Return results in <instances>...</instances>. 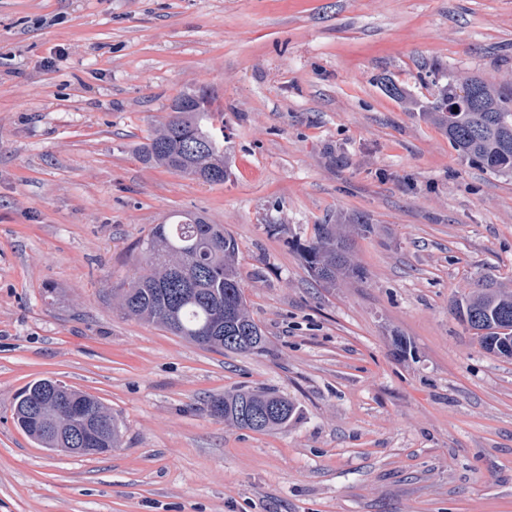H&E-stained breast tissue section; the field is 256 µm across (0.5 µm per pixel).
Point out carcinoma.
Instances as JSON below:
<instances>
[{"mask_svg": "<svg viewBox=\"0 0 512 512\" xmlns=\"http://www.w3.org/2000/svg\"><path fill=\"white\" fill-rule=\"evenodd\" d=\"M471 89L470 98L448 106L455 89ZM213 102L208 90L184 92L170 105L168 118L139 149L143 164L163 168L191 180L220 185L228 178L224 161V125L205 108ZM432 119L444 130L449 144L467 162L501 173L512 172V88L489 83L478 76L451 77L438 88L429 106ZM363 216L340 217L334 224H317L313 237L300 245L301 258L322 286L334 288L346 278L360 276L354 261V236L371 232ZM144 266L131 280L112 289L124 315L155 323L176 336L208 348L247 354L266 349L267 337L251 317L238 268L239 244L222 224L205 217L180 213L155 225L141 245ZM460 321L473 331L483 349L512 358V290L493 281L478 280L464 299L454 303ZM54 384L41 379L23 389L13 419L26 434L49 450L59 447L54 433L71 434L76 426L64 411L34 409ZM92 422L100 423L99 448H118L121 432L112 414L95 397L58 385ZM210 415L254 432L288 426L298 411L272 390L239 389L215 395Z\"/></svg>", "mask_w": 512, "mask_h": 512, "instance_id": "obj_1", "label": "carcinoma"}]
</instances>
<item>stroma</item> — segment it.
Returning <instances> with one entry per match:
<instances>
[{"label": "stroma", "instance_id": "stroma-1", "mask_svg": "<svg viewBox=\"0 0 512 512\" xmlns=\"http://www.w3.org/2000/svg\"><path fill=\"white\" fill-rule=\"evenodd\" d=\"M460 74L512 83V0H0V512H512V359L452 309L479 278L512 284V174L423 115ZM202 87L221 185L136 154ZM176 212L236 237L265 352L113 303ZM340 212L374 231L362 278L325 288L294 243ZM42 378L98 398L121 448L71 456L19 429ZM240 388L297 420L209 414ZM276 411L269 412L260 424L253 421L251 416L270 408ZM210 415L224 418L242 428L254 432H268L288 426L295 420L298 411L295 405L284 396L272 390L239 389L224 395L212 396L208 403Z\"/></svg>", "mask_w": 512, "mask_h": 512}]
</instances>
